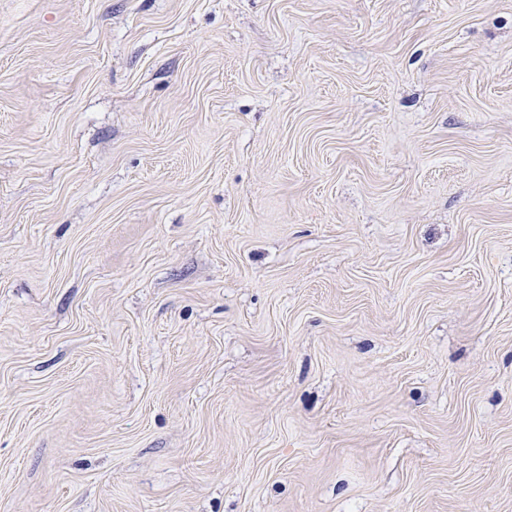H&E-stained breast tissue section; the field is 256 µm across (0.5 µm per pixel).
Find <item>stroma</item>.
<instances>
[{"label": "stroma", "instance_id": "1", "mask_svg": "<svg viewBox=\"0 0 512 512\" xmlns=\"http://www.w3.org/2000/svg\"><path fill=\"white\" fill-rule=\"evenodd\" d=\"M0 512H512V0H0Z\"/></svg>", "mask_w": 512, "mask_h": 512}]
</instances>
